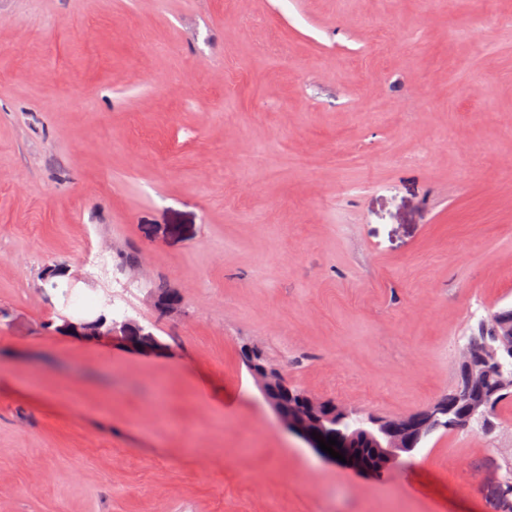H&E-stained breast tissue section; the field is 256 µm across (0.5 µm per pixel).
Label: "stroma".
<instances>
[{"label":"stroma","mask_w":512,"mask_h":512,"mask_svg":"<svg viewBox=\"0 0 512 512\" xmlns=\"http://www.w3.org/2000/svg\"><path fill=\"white\" fill-rule=\"evenodd\" d=\"M510 268L512 0H0V512H512V401L376 476L242 355L415 414ZM100 311L167 352L56 335ZM244 361L262 398L272 408L279 423L301 437L311 448H317L327 454L321 450L318 441L312 437V432H316L319 434V438L325 442L329 437L336 435V432L329 427V425H336L335 416H320L317 413L327 400L317 398L290 385L281 367L269 362L258 347L248 345L245 349ZM277 391L296 393L294 403L289 406L283 405L280 399L274 397V393Z\"/></svg>","instance_id":"stroma-1"}]
</instances>
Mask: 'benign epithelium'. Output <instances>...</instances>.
<instances>
[{"label": "benign epithelium", "instance_id": "obj_1", "mask_svg": "<svg viewBox=\"0 0 512 512\" xmlns=\"http://www.w3.org/2000/svg\"><path fill=\"white\" fill-rule=\"evenodd\" d=\"M151 299L154 307L163 315L182 311L183 298L178 292L170 298L153 295ZM58 331L60 335L74 340L97 342L118 339L143 352L161 353L167 350V344L150 328L131 318L118 321L109 319L104 314L95 317L65 318L58 326ZM244 361L262 398L272 408L282 426L301 437L313 448L318 447V439H314L312 433L319 434V439L325 441L336 435L332 429V425L336 424V418L332 415H318V409L326 400L289 384L281 367L269 362L258 347L247 346ZM445 415L448 416V425L455 429L469 425L468 417L449 415L438 404L419 413L403 416L400 421L410 424L412 429L420 432L432 424L438 425L440 418ZM373 423L382 436L384 446L381 450L387 464L391 468L399 466L401 454L412 450L418 441L401 436L392 422L375 419Z\"/></svg>", "mask_w": 512, "mask_h": 512}]
</instances>
